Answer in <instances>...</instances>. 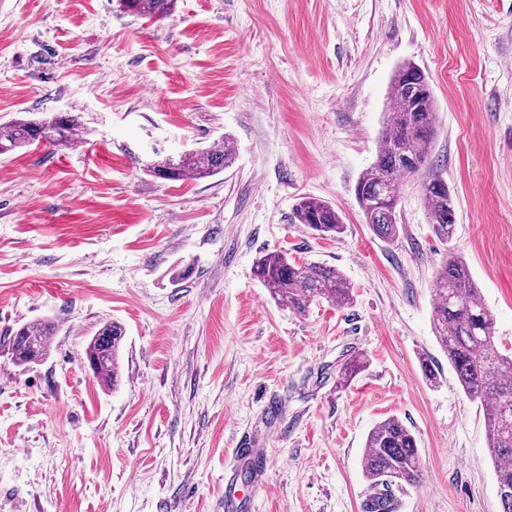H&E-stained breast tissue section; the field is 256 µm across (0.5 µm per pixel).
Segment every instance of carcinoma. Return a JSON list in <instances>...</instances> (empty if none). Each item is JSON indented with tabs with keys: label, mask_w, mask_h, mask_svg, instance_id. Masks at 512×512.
Instances as JSON below:
<instances>
[{
	"label": "carcinoma",
	"mask_w": 512,
	"mask_h": 512,
	"mask_svg": "<svg viewBox=\"0 0 512 512\" xmlns=\"http://www.w3.org/2000/svg\"><path fill=\"white\" fill-rule=\"evenodd\" d=\"M177 0H119L126 12L141 18L171 15ZM388 96L391 110L375 162L359 177L355 197L365 223L380 239L397 240L399 225L392 208L398 204L403 178L432 166L431 154L437 131V109L428 78L416 65L406 63L393 74ZM86 132L77 112L53 113L42 119L16 118L0 124V155L33 144L72 147ZM235 150L229 140L179 158L166 157L148 166L163 181L198 180L229 168ZM421 197L428 221L437 236L449 242L455 233V210L448 182L435 172L420 179ZM295 220L320 236L334 237L345 224L326 201L303 197L295 205ZM254 275L274 301L304 312L325 299L341 307L353 300L344 275L335 267L317 262H298L284 251L267 253L256 260ZM432 323L435 336L453 367L463 392L478 402L483 413L488 448L494 464L500 512H512V356L501 353L494 340V320L481 300L480 290L467 263L453 252L437 269ZM54 324L46 319L19 327L9 338L14 363L27 367L44 360L47 338ZM125 336L117 322L104 324L85 348L87 363L105 388L120 381V352ZM363 476L375 497L382 487L419 486L422 479L415 435L398 418L388 417L368 432L363 453Z\"/></svg>",
	"instance_id": "carcinoma-1"
}]
</instances>
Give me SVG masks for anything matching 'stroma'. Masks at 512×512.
Wrapping results in <instances>:
<instances>
[{
  "instance_id": "1",
  "label": "stroma",
  "mask_w": 512,
  "mask_h": 512,
  "mask_svg": "<svg viewBox=\"0 0 512 512\" xmlns=\"http://www.w3.org/2000/svg\"><path fill=\"white\" fill-rule=\"evenodd\" d=\"M408 61L438 110L448 243L417 178L393 242L354 195ZM21 112H77L87 134L0 156V512H225V473L250 491L251 448L267 490L246 512H364V441L391 416L422 466L391 512H499L483 414L431 315L455 252L512 352V0H178L160 20L117 0H0V123ZM227 137L217 176L142 169ZM304 197L344 233L298 224ZM276 251L341 270L352 304L276 303L253 275ZM43 318L48 357L17 368L3 336ZM112 321L122 381L105 390L84 349ZM353 354L364 370L337 385ZM294 215L298 224H304L320 236L335 237L345 229L336 209L326 201L314 197L301 198L295 206Z\"/></svg>"
}]
</instances>
